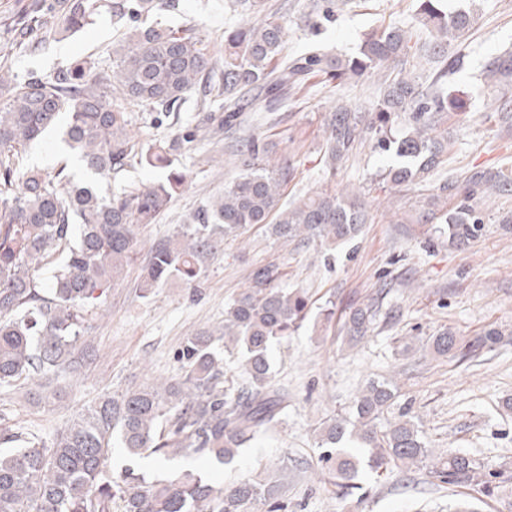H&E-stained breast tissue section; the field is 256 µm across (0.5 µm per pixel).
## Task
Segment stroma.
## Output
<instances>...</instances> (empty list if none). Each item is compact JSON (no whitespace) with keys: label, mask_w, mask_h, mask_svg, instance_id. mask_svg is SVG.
<instances>
[{"label":"stroma","mask_w":512,"mask_h":512,"mask_svg":"<svg viewBox=\"0 0 512 512\" xmlns=\"http://www.w3.org/2000/svg\"><path fill=\"white\" fill-rule=\"evenodd\" d=\"M32 2L0 0L1 67L21 79L33 74L46 78L89 57L102 74L111 75L109 52L123 30L122 20L105 11L82 32L62 36L50 17L42 47L13 45L9 25ZM446 2L452 10L474 11L477 21L465 40L448 50L461 64L448 76L451 110L436 132L449 137L452 146L426 183L388 189L379 176L393 160L367 145L335 170L325 166L326 115L339 104L372 108L381 91L374 76L337 87L313 78L278 111L237 113L231 127L212 137L201 130L206 114L193 95L177 119L162 125L139 114L138 133L145 143L182 135L173 165L186 173L187 183L156 223L140 228L135 265L114 283L89 322L86 336L95 347L93 360L80 376L56 381L63 400L37 404L28 386L15 388L0 396V425L23 427L47 441L103 393L179 375L177 353L186 337L223 326L225 307L247 287L252 270L275 264L286 273L282 288L301 290L310 302L303 328L272 353L277 380L291 395L285 421L260 434L229 466L214 467L208 458L194 454L182 457V464L227 484L273 472L280 483L275 512H448L447 485L424 468L392 467L380 475L360 469L357 490L345 498L311 474L318 457L313 436L317 422L349 405L367 382L391 380L400 402H411L433 456L453 449L502 467L495 497L471 486L464 489V498L478 512H512V411L502 407L503 400L512 398V233L497 222L499 214L512 212V195H478L487 228L464 251L449 247L447 236L428 226L398 221L448 178L462 179L479 169L512 170V126L490 110L501 90L483 80L488 60L512 48V0ZM263 3L265 12L282 16L288 25V56L314 44L355 54L364 34L389 22L412 25L418 8L417 0H349L332 20L314 28L300 0ZM253 17L252 9L233 6L230 0H176L174 9L156 12L151 19L165 26L200 25L210 53L220 59L225 31ZM251 135L276 142L271 162L283 156L293 160L296 177L286 188L289 198L350 187L361 192L371 222L354 240L334 249L316 240L286 244L252 226L225 240L223 253L209 262L198 287L166 284L151 297H141L137 280L148 247L223 194L225 184L239 172L236 145ZM330 301L337 314L324 324L319 313ZM370 302L376 308L373 332L348 341L341 331L345 308ZM449 327L469 339L495 327L502 337L478 357L460 362L436 356L425 345ZM404 336L413 339L406 353L398 349Z\"/></svg>","instance_id":"35a3bbf8"}]
</instances>
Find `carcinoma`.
<instances>
[{"instance_id": "obj_1", "label": "carcinoma", "mask_w": 512, "mask_h": 512, "mask_svg": "<svg viewBox=\"0 0 512 512\" xmlns=\"http://www.w3.org/2000/svg\"><path fill=\"white\" fill-rule=\"evenodd\" d=\"M441 2L419 0L417 20L430 34L428 52L437 63L428 80L398 67L419 44L411 26L372 30L354 56L313 49L278 64L287 28L269 14L224 36V69L214 81V62L199 29L147 22L154 12L174 6L173 0L47 4L65 32L85 28L104 7L125 20L126 28L112 41L110 78L100 76L91 59L47 79L20 80L0 69V391L26 381L39 403L60 375L82 373L93 352L81 341L88 316L133 261L138 230L155 223L186 184L173 167L172 146L145 148L132 132L135 108L168 117L197 92L205 103L222 98L230 113L244 112L251 102L243 91L258 89L273 112L314 74L341 85L376 73L384 92L374 108L337 105L329 112L322 145L326 166L336 170L368 136L372 150L396 157L384 181L394 188L424 182L448 154V140L434 135L438 117L448 111V48L474 25L472 12H448ZM37 32L38 25L25 22L14 28L13 39L34 45ZM484 79L512 87V52L489 60ZM64 112L69 122L62 139L86 170L81 181L22 162L26 148L54 129ZM274 147L269 140L241 143L240 173L224 187V196L152 247L138 277L142 296L170 280L196 286L224 249V239L247 226H262L285 242L319 239L336 247L370 223L365 202L353 191L324 190L283 202L295 168L287 161L270 164ZM136 156L169 169L166 180L102 194L100 181L120 174ZM487 189L512 195V174L476 171L462 181L448 180L425 198L413 221L446 225L448 245L463 250L486 231L476 197ZM48 263L54 270L45 284L37 271ZM280 278L277 266L255 269L249 287L225 309L224 327L187 338L178 352V377L101 395L47 443L18 428H1L0 512H113L117 500L121 512H258L271 503L279 486L270 478L226 487L190 468L152 477L138 460L153 455L171 461L193 453L229 465L259 433L283 421L288 388L276 384L268 352L302 325L308 301L302 291L278 287ZM375 317L371 304L349 308L343 324L349 340L365 336ZM501 336L489 328L466 340L448 329L430 342L439 355L467 360ZM221 341L224 351L240 354L246 378L241 386L224 378V359L215 350ZM397 397L396 384L372 380L350 406L314 429L317 465L336 486L350 487L363 464L377 473L392 465H422L450 488L485 485L496 475L493 466L452 450L432 460L409 407L382 421ZM115 441L127 453L119 467L109 464Z\"/></svg>"}]
</instances>
